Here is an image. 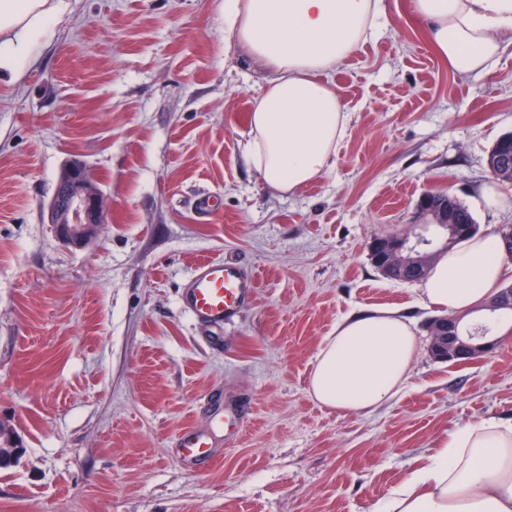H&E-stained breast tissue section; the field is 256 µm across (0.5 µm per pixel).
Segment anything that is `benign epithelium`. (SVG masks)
<instances>
[{"label":"benign epithelium","mask_w":512,"mask_h":512,"mask_svg":"<svg viewBox=\"0 0 512 512\" xmlns=\"http://www.w3.org/2000/svg\"><path fill=\"white\" fill-rule=\"evenodd\" d=\"M494 161L489 170L497 173L502 181L512 183V153L497 143L493 148ZM49 223L55 237L64 245L83 248L99 234L105 223L108 205L101 190L89 178L86 164L79 159L70 160L64 167L48 204ZM417 213L429 224L454 225L459 223L457 211L448 205L447 195L426 192L417 202ZM431 244L422 235L409 240L402 234L382 236L370 244V256L376 269L387 279L408 282L421 278L430 266ZM512 308V285L501 288L487 301V307ZM429 350L433 358L455 365L469 364L490 353L497 339L482 334L463 335L459 318L446 315L432 319L428 324ZM20 439L14 434L0 442V464L12 463L21 454Z\"/></svg>","instance_id":"7a95c632"}]
</instances>
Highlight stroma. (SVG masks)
Wrapping results in <instances>:
<instances>
[{
  "label": "stroma",
  "mask_w": 512,
  "mask_h": 512,
  "mask_svg": "<svg viewBox=\"0 0 512 512\" xmlns=\"http://www.w3.org/2000/svg\"><path fill=\"white\" fill-rule=\"evenodd\" d=\"M224 0H71L22 78L0 84V422L24 450L0 512H374L448 432L512 420V322L467 366L435 360L418 284L369 244L413 233L419 197L455 196L481 233L512 224L486 168L512 132V45L485 74L441 61L411 0L331 78L350 114L331 169L269 191L243 148L263 72L224 36ZM110 206L82 249L46 205L71 158ZM213 206L199 213V198ZM251 270V305L209 332L181 306L204 258ZM378 308L420 346L407 387L368 414L309 394L338 322ZM248 414L197 472L176 436Z\"/></svg>",
  "instance_id": "35a3bbf8"
}]
</instances>
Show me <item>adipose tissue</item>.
<instances>
[{
    "instance_id": "1",
    "label": "adipose tissue",
    "mask_w": 512,
    "mask_h": 512,
    "mask_svg": "<svg viewBox=\"0 0 512 512\" xmlns=\"http://www.w3.org/2000/svg\"><path fill=\"white\" fill-rule=\"evenodd\" d=\"M68 7L69 0H0V82L20 79L36 42ZM411 9L457 73L492 71L503 37H512V0H412ZM385 18V0H224L225 34L265 70L246 152L266 187L289 193L328 171L350 115L327 75ZM511 275L495 236L474 235L436 259L421 294L436 310L473 312ZM417 352L396 311L347 318L317 355L310 394L339 411H372L406 388ZM378 512H512V421L450 432Z\"/></svg>"
}]
</instances>
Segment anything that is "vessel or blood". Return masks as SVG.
Wrapping results in <instances>:
<instances>
[{"label":"vessel or blood","mask_w":512,"mask_h":512,"mask_svg":"<svg viewBox=\"0 0 512 512\" xmlns=\"http://www.w3.org/2000/svg\"><path fill=\"white\" fill-rule=\"evenodd\" d=\"M257 287L255 276L237 263L205 259L196 264L183 285L181 303L200 326L210 329L231 324L248 304ZM238 413L226 407L223 416L213 418L210 435L195 428L181 430L177 440L183 462L197 467L210 456L216 437L232 431Z\"/></svg>","instance_id":"vessel-or-blood-1"}]
</instances>
